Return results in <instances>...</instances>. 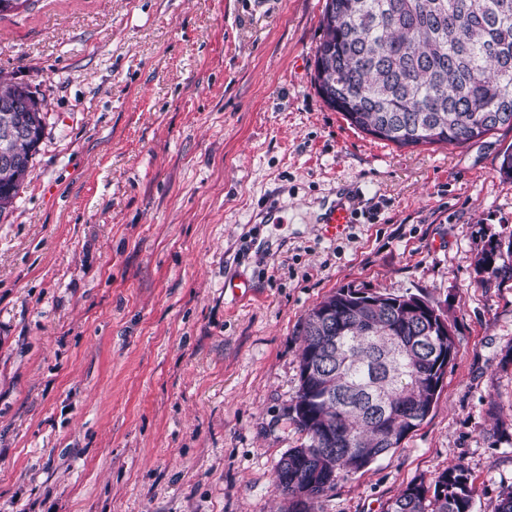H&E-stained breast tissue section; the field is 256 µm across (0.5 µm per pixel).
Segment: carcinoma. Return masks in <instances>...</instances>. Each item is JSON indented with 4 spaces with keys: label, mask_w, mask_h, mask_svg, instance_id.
Returning a JSON list of instances; mask_svg holds the SVG:
<instances>
[{
    "label": "carcinoma",
    "mask_w": 512,
    "mask_h": 512,
    "mask_svg": "<svg viewBox=\"0 0 512 512\" xmlns=\"http://www.w3.org/2000/svg\"><path fill=\"white\" fill-rule=\"evenodd\" d=\"M315 86L349 124L399 147L459 145L512 128V0H325ZM29 139L0 135V217L9 214L45 130L43 101L0 75L4 111ZM502 260L496 264V260ZM497 278L512 275L507 252L489 244L478 259ZM336 305V322L317 308ZM299 386L289 416L303 442L281 457L275 487L288 512H313L337 483L401 446L421 425L443 352L415 294L336 290L301 329ZM462 465L431 483L415 481L386 512H474Z\"/></svg>",
    "instance_id": "1"
}]
</instances>
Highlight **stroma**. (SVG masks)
I'll return each mask as SVG.
<instances>
[{
  "label": "stroma",
  "instance_id": "obj_1",
  "mask_svg": "<svg viewBox=\"0 0 512 512\" xmlns=\"http://www.w3.org/2000/svg\"><path fill=\"white\" fill-rule=\"evenodd\" d=\"M324 5L34 0L0 19V72L46 112L0 220V512H284L300 330L348 285L428 295L457 354L421 426L315 512H385L458 464L495 512L512 278L476 260L512 239V129L399 147L353 128L314 87ZM343 198L355 221L327 239Z\"/></svg>",
  "mask_w": 512,
  "mask_h": 512
}]
</instances>
